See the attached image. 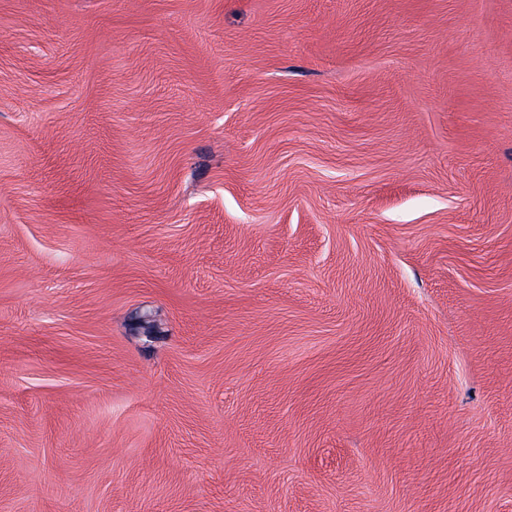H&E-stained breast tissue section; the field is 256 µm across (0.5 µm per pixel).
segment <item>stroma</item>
<instances>
[{
    "label": "stroma",
    "mask_w": 512,
    "mask_h": 512,
    "mask_svg": "<svg viewBox=\"0 0 512 512\" xmlns=\"http://www.w3.org/2000/svg\"><path fill=\"white\" fill-rule=\"evenodd\" d=\"M0 512H512V0H0Z\"/></svg>",
    "instance_id": "stroma-1"
}]
</instances>
